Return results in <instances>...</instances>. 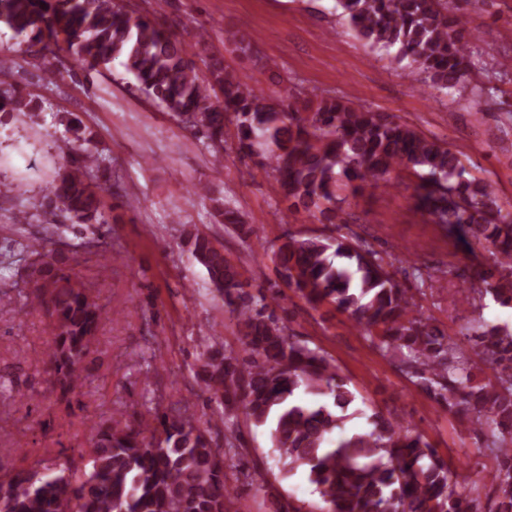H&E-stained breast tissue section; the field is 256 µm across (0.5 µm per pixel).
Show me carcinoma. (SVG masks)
Instances as JSON below:
<instances>
[{"label":"carcinoma","instance_id":"cac0c4a2","mask_svg":"<svg viewBox=\"0 0 512 512\" xmlns=\"http://www.w3.org/2000/svg\"><path fill=\"white\" fill-rule=\"evenodd\" d=\"M357 37L375 50L397 48L394 60L430 80L440 92L469 88L470 47L448 0H336ZM0 24L28 43L60 73L67 62L102 74L124 59L133 88L175 117L212 156L224 148L225 121L235 122L239 153L259 157L275 173L290 212H304L338 230L346 198L395 168L419 179L416 205L435 224L459 230L487 249L493 265L470 263L482 294L512 306V213L498 204L492 183L467 178L459 155L387 113L350 98L312 101L291 88L274 103L218 58L202 76L185 52L177 25L127 10L120 0H0ZM32 112L33 100L0 99V112ZM66 164L40 206L72 227L107 224L91 181L112 167L83 148L91 136L78 120L67 123ZM223 223L244 224L239 210L215 200ZM191 252L234 322L245 356L216 342L199 353L207 401L243 411L256 426L273 422L271 440L281 468L303 469L326 512H480L454 472L421 435L378 412L371 428L333 437L355 394L322 349L287 332L263 292L252 295L222 246L200 232ZM33 298L51 319L53 343L45 354L49 389L68 401L82 395L84 361L109 318L36 242L26 246ZM281 275L305 301L332 304L384 354L400 356L411 382L484 439L497 461L495 512H512V330L475 320L469 348L423 316L414 296L394 277L370 243L349 236L288 234L274 252ZM482 362L492 374L475 381ZM329 398L317 407L299 390ZM194 405L178 401L153 418L130 425L112 417L92 425L83 467L34 461L28 469L0 468V512H228L236 489L224 472L235 446L221 447Z\"/></svg>","mask_w":512,"mask_h":512}]
</instances>
